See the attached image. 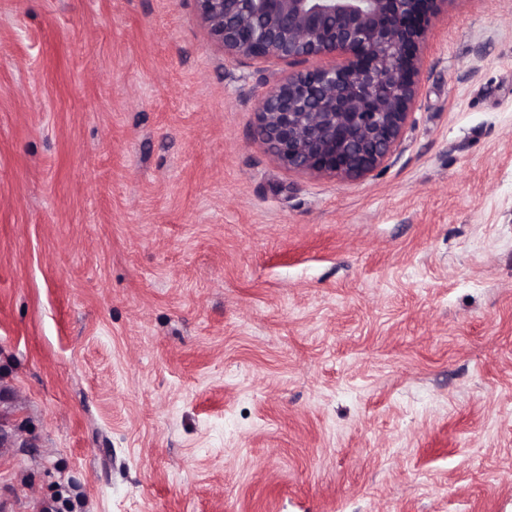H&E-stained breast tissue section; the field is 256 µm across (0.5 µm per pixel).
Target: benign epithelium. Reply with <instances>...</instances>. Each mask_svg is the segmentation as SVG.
Masks as SVG:
<instances>
[{"label": "benign epithelium", "instance_id": "benign-epithelium-1", "mask_svg": "<svg viewBox=\"0 0 512 512\" xmlns=\"http://www.w3.org/2000/svg\"><path fill=\"white\" fill-rule=\"evenodd\" d=\"M234 59L303 65L259 101L257 131L286 169L353 178L398 147L419 91L427 33L447 0H195Z\"/></svg>", "mask_w": 512, "mask_h": 512}]
</instances>
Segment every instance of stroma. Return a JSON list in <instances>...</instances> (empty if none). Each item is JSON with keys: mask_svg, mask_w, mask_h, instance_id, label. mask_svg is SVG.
Instances as JSON below:
<instances>
[{"mask_svg": "<svg viewBox=\"0 0 512 512\" xmlns=\"http://www.w3.org/2000/svg\"><path fill=\"white\" fill-rule=\"evenodd\" d=\"M194 0H0V512H512V0L393 155L282 167Z\"/></svg>", "mask_w": 512, "mask_h": 512, "instance_id": "35a3bbf8", "label": "stroma"}]
</instances>
